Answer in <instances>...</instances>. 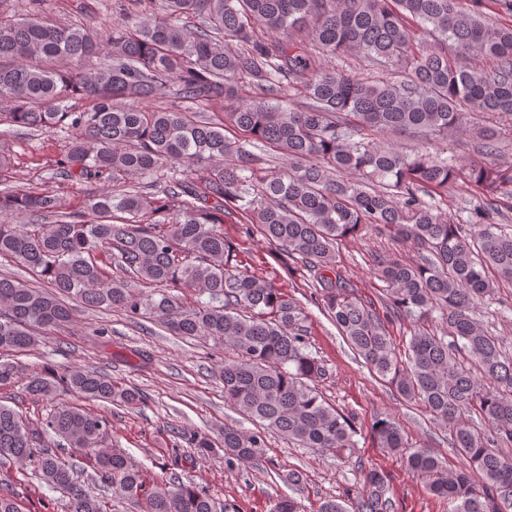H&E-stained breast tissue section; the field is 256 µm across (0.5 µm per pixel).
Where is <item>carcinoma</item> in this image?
Here are the masks:
<instances>
[{
  "label": "carcinoma",
  "instance_id": "1",
  "mask_svg": "<svg viewBox=\"0 0 512 512\" xmlns=\"http://www.w3.org/2000/svg\"><path fill=\"white\" fill-rule=\"evenodd\" d=\"M118 13L124 22L109 31L54 21L41 0H28L20 18H0L3 116L29 130L71 132L58 175L107 183L70 212L45 189L0 193V213L31 220L0 222V258L38 281L0 275V350L36 346L39 331L72 320L71 300L134 321L152 315L175 335L234 351L217 368L224 399L258 430L221 428L226 469L262 459L269 433L343 457L356 431L317 387L325 366L305 342L303 309L233 263L222 229L233 212L304 263L351 348L448 429L468 466L450 472L428 450L407 447L389 417L371 425L381 447L451 512H512V456L500 451L512 442V355L476 319L478 304L512 283V230L497 223L501 202L512 201V174L482 162L495 151L493 133L467 163L429 150L459 131L467 112L512 116V27L464 0H127ZM190 15L197 22L188 23ZM258 23L266 36L254 34ZM308 27V39L299 38ZM338 54L390 68L393 77L369 80L322 63ZM91 58L100 60L93 73L85 71ZM478 58L492 65H472ZM169 89L173 104L149 105ZM295 98L306 102L298 107ZM84 99L91 107L76 109ZM203 107L220 108L221 117L200 118ZM230 126L274 148L288 169L259 175L246 161L232 162L245 150L225 134ZM387 131L409 134L422 149L380 143L376 135ZM171 164L161 188L126 185ZM459 182L483 195L465 224L429 203ZM365 230H388L424 251L414 263L380 259L376 272L393 312L423 322L437 312L443 335L418 329L404 352L396 350L384 321L337 267L338 243ZM175 288L200 299L187 307ZM18 382L52 408L31 424L0 404V460L24 464L61 494L66 512H112L96 483L138 512H217L206 487L175 475L147 486L123 450L105 449L107 417L57 399L66 389L136 406L146 402L139 388L92 368L57 376L1 362L0 385ZM472 409L482 432L465 417ZM183 439L201 456L213 450L206 436ZM64 447L84 465L62 456ZM388 493L383 474L366 470L354 512H394ZM0 512H22L7 486Z\"/></svg>",
  "mask_w": 512,
  "mask_h": 512
}]
</instances>
